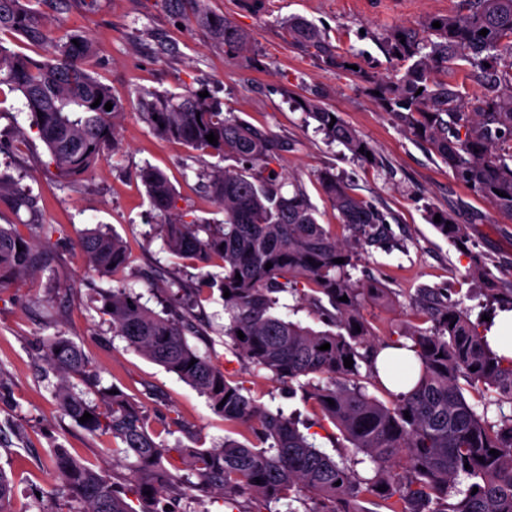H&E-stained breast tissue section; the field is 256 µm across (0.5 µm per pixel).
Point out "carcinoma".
<instances>
[{
	"instance_id": "obj_1",
	"label": "carcinoma",
	"mask_w": 512,
	"mask_h": 512,
	"mask_svg": "<svg viewBox=\"0 0 512 512\" xmlns=\"http://www.w3.org/2000/svg\"><path fill=\"white\" fill-rule=\"evenodd\" d=\"M193 2L196 22L224 47L225 56L251 60L249 33L211 12L207 0ZM31 3L0 0V86L20 92L29 128L48 152L45 168L69 179L88 173L105 149L117 147L118 121L129 107L158 138L230 162L206 173L211 197L224 210L222 224L186 220L166 174L157 168L140 172L153 209L163 217L157 236L167 250L206 265L217 263L222 277L167 281L169 302L160 314L128 288L98 292L100 311L128 348L176 374L205 396L227 425L247 434L246 444L227 438L210 448L182 449L197 477L193 488L219 493L232 509L243 496L296 501L302 493L315 503L312 512H512V415L492 421L487 413H478L461 385L481 384L496 391L497 404H512V359L493 351L478 324L460 309L461 301L432 288L419 289L415 306L432 327L407 333L408 350L420 362L418 380L409 391L393 394L388 405L367 393V385H383L375 359L390 343L374 341L360 309L366 301L388 297V290L352 280L348 268L355 267L363 246H386L385 214L336 175L321 172V191L349 232L336 239L318 222L301 187L288 195L282 192L281 173L274 167L280 145L266 130L225 115L217 103L192 90L179 96L142 90L133 103L114 98L88 67L97 56L94 42L81 34L56 35L51 21ZM436 20L441 27H432ZM422 27L420 33L398 26L388 34L392 55L407 68L400 78L377 84L381 106L457 179L498 214L512 218V77L488 80L478 112L468 111L459 92L438 78L456 60L487 63L493 70L506 59L512 68V0H474L469 13L431 18ZM285 29L294 42L325 56L326 62L346 66V60L328 50L312 22L293 17ZM483 29L488 30L484 36L479 34ZM5 35L46 46L48 57L40 61L12 50L4 44ZM97 99L100 104L94 108ZM301 108L330 140L369 161L366 152L372 147L341 118L331 122L333 113L316 100L303 101ZM210 133L217 144L207 141ZM0 203L17 217L30 215L26 234L17 224L0 225L1 288L39 267L38 239L56 228L36 218L31 189L5 174H0ZM435 215L428 212L429 223L449 241L467 238L466 225L443 213L436 223ZM77 244L102 277L126 264L125 243L114 234L90 229ZM336 258L344 263H335ZM474 275L488 296L512 309V291L496 288L480 267ZM206 289L230 292L224 299V336L231 348L273 377L298 382L303 400L313 401L366 459L347 465L322 453L293 417L243 393L210 354L189 344V335L206 338L197 312ZM282 293L306 299L327 329L316 330L277 312ZM343 296L348 301H340ZM325 343L330 349L319 350ZM41 352L46 372L58 377L55 398L63 414L77 422L87 412L92 418L81 424L83 429L121 443L141 509L105 469L57 446L51 463L61 494L80 504L79 512H168L165 499L182 494L185 479L169 449L147 431L142 406L122 390L113 393L115 385L99 389L96 403L76 393L70 377L91 376V363L73 340L61 334L47 337ZM348 356L350 368L344 366ZM318 377L326 382L316 381ZM492 449L499 456L489 454ZM359 464L364 465L361 472ZM400 464L401 474L395 472ZM14 496L13 481L0 470V512H14ZM364 502L373 508L362 506ZM25 512L62 508L49 496L34 500Z\"/></svg>"
}]
</instances>
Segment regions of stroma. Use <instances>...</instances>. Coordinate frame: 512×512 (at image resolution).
<instances>
[{"instance_id": "35a3bbf8", "label": "stroma", "mask_w": 512, "mask_h": 512, "mask_svg": "<svg viewBox=\"0 0 512 512\" xmlns=\"http://www.w3.org/2000/svg\"><path fill=\"white\" fill-rule=\"evenodd\" d=\"M472 0H262L253 8L245 0H209L210 8L246 30L255 49L250 62L229 60L197 26L190 7L175 12L160 0H35L57 33H82L96 44L99 80L117 99L130 101L138 91L175 94L187 89L208 92L223 110L268 131L285 142L279 170L284 192L302 186L325 228L339 231L337 212L322 194L317 176L330 170L363 199L383 212L392 246H367L351 275L388 289L389 303L369 302L362 309L377 339L400 342L413 326H422L412 304L421 288H445L463 300L471 320H479L487 299L470 269L482 264L497 287L512 288V219L496 213L483 198L404 132L386 112L373 89L377 80L398 77L400 62L387 52L384 37L397 25H415L434 16L462 15ZM302 17L323 33L347 67L329 64L292 43L284 22ZM315 99L358 131L374 149L377 162L354 158L340 143L328 140L299 103ZM29 115L17 93L0 95V173L22 178L38 200L39 212L55 231L44 237L40 252L44 271L16 278L0 289V469L15 484V508L21 512L36 493L58 485L50 457L53 445L105 464L114 481L129 486L127 470L112 457L111 438L93 435L61 413L53 395L54 377L45 375L36 340L64 335L89 358L102 386L117 385L144 407L148 427L168 447L208 448L237 437L205 396L176 375L127 349L114 336L108 317L98 311L97 289L126 286L142 303L159 309V294L142 274L152 265L181 279L208 273L212 266L177 258L162 249L154 234L158 219L138 176L153 166L171 180L178 206L189 217L219 224L224 213L205 191L204 163L176 141L157 138L127 112L120 123L117 149L105 151L78 186L44 169L45 148L31 138L21 154L7 151L14 127H28ZM451 214L467 225L468 238L458 246L426 218L428 211ZM100 227L128 245L127 265L112 277H98L77 247L81 232ZM203 314L207 340L189 337L199 352H211L225 375L269 409L300 418V429L316 447L335 459L350 460L354 450L333 425L324 424L312 402L292 395L288 382L272 379L224 343V302L213 298ZM178 415L190 433L164 430L165 418Z\"/></svg>"}]
</instances>
